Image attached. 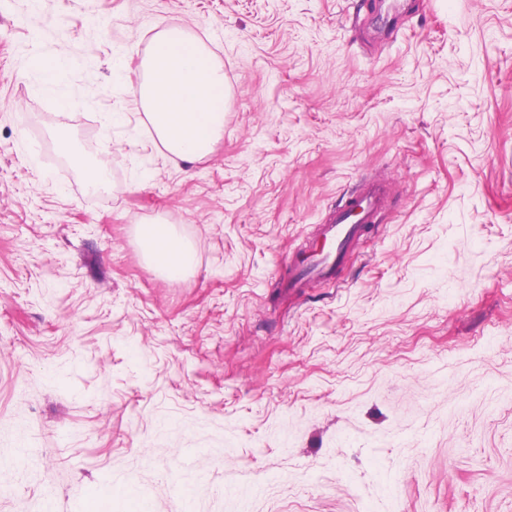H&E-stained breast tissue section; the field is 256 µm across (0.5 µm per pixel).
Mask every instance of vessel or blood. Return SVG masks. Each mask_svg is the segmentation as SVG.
Returning a JSON list of instances; mask_svg holds the SVG:
<instances>
[{
	"label": "vessel or blood",
	"instance_id": "b4317fda",
	"mask_svg": "<svg viewBox=\"0 0 512 512\" xmlns=\"http://www.w3.org/2000/svg\"><path fill=\"white\" fill-rule=\"evenodd\" d=\"M387 194L386 182L372 179L364 182L356 194L350 195L328 223L319 227L320 237L328 243L327 249L320 253L305 252L291 258L289 287L302 291L333 279L364 225L374 223Z\"/></svg>",
	"mask_w": 512,
	"mask_h": 512
}]
</instances>
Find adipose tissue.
<instances>
[{
  "label": "adipose tissue",
  "mask_w": 512,
  "mask_h": 512,
  "mask_svg": "<svg viewBox=\"0 0 512 512\" xmlns=\"http://www.w3.org/2000/svg\"><path fill=\"white\" fill-rule=\"evenodd\" d=\"M140 70L127 92L152 125L162 156L207 157L224 134L222 65L182 26L171 24L155 34ZM140 242L150 263L167 277L178 278L192 266L191 245L167 222L141 226Z\"/></svg>",
  "instance_id": "1"
}]
</instances>
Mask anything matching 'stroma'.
I'll return each instance as SVG.
<instances>
[{"mask_svg": "<svg viewBox=\"0 0 512 512\" xmlns=\"http://www.w3.org/2000/svg\"><path fill=\"white\" fill-rule=\"evenodd\" d=\"M171 23L224 66L195 162L124 90ZM373 176L335 281L288 291ZM158 217L181 278L139 246ZM102 487L99 512H512V0H0V512ZM70 164L83 172L87 181L93 186H103L107 182V172L104 166L90 164L78 153L69 154ZM140 227L142 250L156 270L175 279L191 268L192 247L177 235L172 224L156 221Z\"/></svg>", "mask_w": 512, "mask_h": 512, "instance_id": "obj_1", "label": "stroma"}]
</instances>
